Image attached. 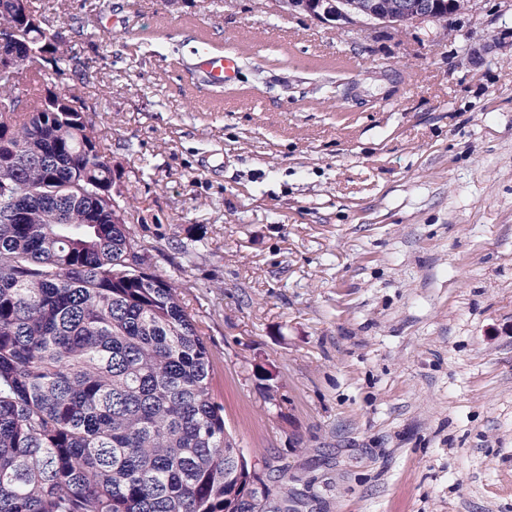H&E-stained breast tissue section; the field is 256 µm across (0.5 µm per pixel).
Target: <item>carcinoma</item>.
<instances>
[{"mask_svg": "<svg viewBox=\"0 0 512 512\" xmlns=\"http://www.w3.org/2000/svg\"><path fill=\"white\" fill-rule=\"evenodd\" d=\"M0 512H245L251 481L212 395L184 282L145 264L85 103L75 45L0 0ZM51 83L23 100L24 79Z\"/></svg>", "mask_w": 512, "mask_h": 512, "instance_id": "cac0c4a2", "label": "carcinoma"}]
</instances>
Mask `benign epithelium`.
<instances>
[{
    "mask_svg": "<svg viewBox=\"0 0 512 512\" xmlns=\"http://www.w3.org/2000/svg\"><path fill=\"white\" fill-rule=\"evenodd\" d=\"M291 12H303L314 20L332 18L342 28L377 24L401 30L420 21H436V0H283Z\"/></svg>",
    "mask_w": 512,
    "mask_h": 512,
    "instance_id": "1",
    "label": "benign epithelium"
}]
</instances>
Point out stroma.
<instances>
[{
    "mask_svg": "<svg viewBox=\"0 0 512 512\" xmlns=\"http://www.w3.org/2000/svg\"><path fill=\"white\" fill-rule=\"evenodd\" d=\"M34 2L290 512H512V0L403 31L279 0ZM203 41L240 55L223 90L190 67Z\"/></svg>",
    "mask_w": 512,
    "mask_h": 512,
    "instance_id": "1",
    "label": "stroma"
}]
</instances>
